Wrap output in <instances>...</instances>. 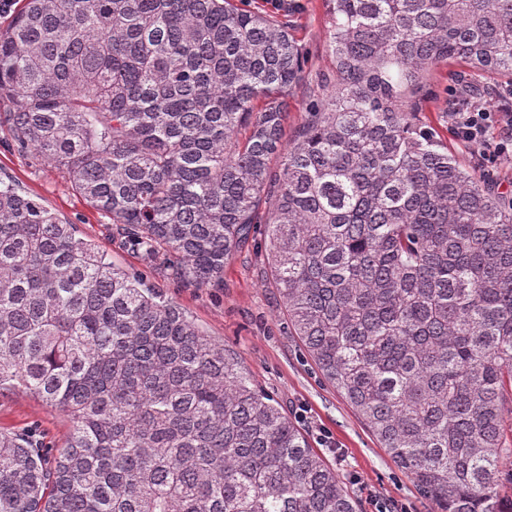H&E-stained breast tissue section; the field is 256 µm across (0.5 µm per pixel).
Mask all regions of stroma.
Here are the masks:
<instances>
[{
  "mask_svg": "<svg viewBox=\"0 0 512 512\" xmlns=\"http://www.w3.org/2000/svg\"><path fill=\"white\" fill-rule=\"evenodd\" d=\"M273 10L289 20L299 45L312 54L305 84L288 100L286 133L291 136L306 120L311 90H322L334 69L327 49L328 8L325 0H278ZM511 83L510 76L479 72L465 64L440 65L428 79L416 119L434 129L462 164L477 166V150L456 141L448 114L465 87L488 109H512V98L504 94ZM0 181L17 185L75 224L79 237L95 243L115 267L142 277L146 286L159 289L181 307L207 336L223 343L252 383L272 395L298 423L310 446L339 474L361 512H376L381 504L397 512H435L293 336L260 246L263 225H256L254 236L226 261L223 287L195 288L167 274L168 257L151 261L130 248L63 173L19 153L4 128L0 129ZM72 430L73 422L64 411L34 394L17 388L0 390V431L24 433L57 450Z\"/></svg>",
  "mask_w": 512,
  "mask_h": 512,
  "instance_id": "stroma-1",
  "label": "stroma"
}]
</instances>
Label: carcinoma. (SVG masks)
<instances>
[{"mask_svg":"<svg viewBox=\"0 0 512 512\" xmlns=\"http://www.w3.org/2000/svg\"><path fill=\"white\" fill-rule=\"evenodd\" d=\"M326 2L333 83L290 140L302 48L239 0H25L0 124L189 285L223 287L264 225L324 379L437 512H502L512 206L412 115L443 63L512 75V0ZM3 387L74 427L53 456L0 432V512H356L224 345L0 182Z\"/></svg>","mask_w":512,"mask_h":512,"instance_id":"1","label":"carcinoma"}]
</instances>
